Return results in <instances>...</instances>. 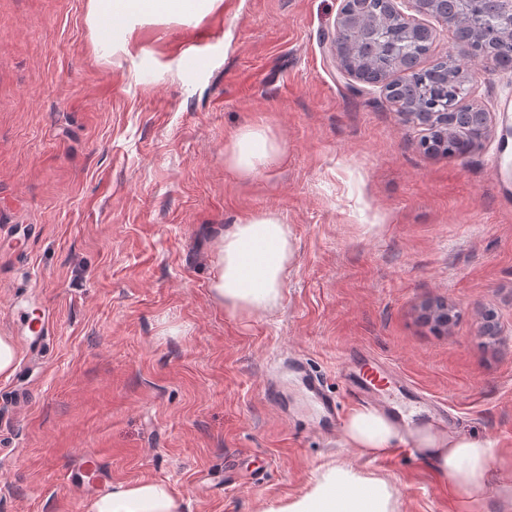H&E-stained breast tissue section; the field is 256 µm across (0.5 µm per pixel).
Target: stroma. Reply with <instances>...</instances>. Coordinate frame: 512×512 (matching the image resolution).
Returning a JSON list of instances; mask_svg holds the SVG:
<instances>
[{
	"instance_id": "35a3bbf8",
	"label": "stroma",
	"mask_w": 512,
	"mask_h": 512,
	"mask_svg": "<svg viewBox=\"0 0 512 512\" xmlns=\"http://www.w3.org/2000/svg\"><path fill=\"white\" fill-rule=\"evenodd\" d=\"M341 0H222L102 55L88 0H0V512H88L112 483H167L185 512H277L337 461L387 479L397 512H465L418 453L347 447L337 367L373 356L500 461L482 512H512V69L467 62L488 129L431 155L379 87L341 72ZM426 69L461 56L427 14ZM282 152L239 174L238 131ZM273 212L295 256L280 306L212 291L225 226ZM448 303V326L422 319ZM499 327L481 335L484 313ZM307 386L315 399L322 406L323 410L332 418H336L340 414V407L336 398L331 396L323 387L319 378L310 373L303 365L301 366Z\"/></svg>"
}]
</instances>
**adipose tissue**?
<instances>
[{"label": "adipose tissue", "instance_id": "adipose-tissue-1", "mask_svg": "<svg viewBox=\"0 0 512 512\" xmlns=\"http://www.w3.org/2000/svg\"><path fill=\"white\" fill-rule=\"evenodd\" d=\"M221 2L88 0V22L108 31L118 21L131 25L144 20L200 19ZM280 151L268 129L253 124L236 134L231 163L240 173L253 174L273 162ZM293 258L287 225L270 212L250 217L225 229L221 236L220 268L212 289L230 313L266 314L281 303L285 272ZM342 434L347 447L373 455L411 441L449 478L462 502L479 505L486 497L497 457L488 439L447 434L428 424L406 431L386 414L368 407L348 412ZM89 512H185V506L168 484L138 480L113 483L93 500ZM278 512H396V500L387 480L328 462L319 467L309 490L288 500Z\"/></svg>", "mask_w": 512, "mask_h": 512}]
</instances>
